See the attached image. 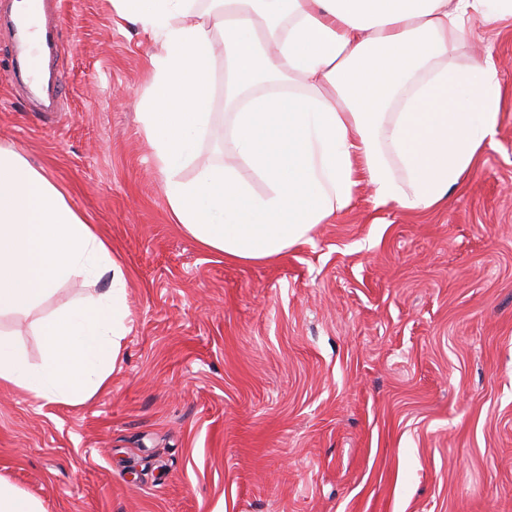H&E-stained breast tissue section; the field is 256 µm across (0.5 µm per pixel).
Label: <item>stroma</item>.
<instances>
[{
    "label": "stroma",
    "mask_w": 512,
    "mask_h": 512,
    "mask_svg": "<svg viewBox=\"0 0 512 512\" xmlns=\"http://www.w3.org/2000/svg\"><path fill=\"white\" fill-rule=\"evenodd\" d=\"M62 99L43 124L0 34V145L112 246L126 334L82 406L0 385V477L46 512H512V21L477 24L500 73L497 142L438 207L344 211L277 260L235 262L171 223L138 112L159 44L110 0H53ZM194 179L224 163V58ZM60 286L0 318L104 293Z\"/></svg>",
    "instance_id": "stroma-1"
}]
</instances>
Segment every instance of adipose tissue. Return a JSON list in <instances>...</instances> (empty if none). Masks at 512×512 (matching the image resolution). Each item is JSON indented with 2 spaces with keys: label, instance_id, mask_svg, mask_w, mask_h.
I'll use <instances>...</instances> for the list:
<instances>
[{
  "label": "adipose tissue",
  "instance_id": "adipose-tissue-1",
  "mask_svg": "<svg viewBox=\"0 0 512 512\" xmlns=\"http://www.w3.org/2000/svg\"><path fill=\"white\" fill-rule=\"evenodd\" d=\"M112 0L160 50L150 56L141 121L172 223L201 247L269 262L346 209L360 186L375 204L433 208L498 135L501 82L488 60L456 64L476 22L512 20V0ZM231 91L224 151L242 170L201 169L214 111L213 62ZM109 289L44 320L29 363L0 331V383L81 405L109 385L124 337L125 274L64 193L0 146V316L26 314L74 278Z\"/></svg>",
  "mask_w": 512,
  "mask_h": 512
}]
</instances>
